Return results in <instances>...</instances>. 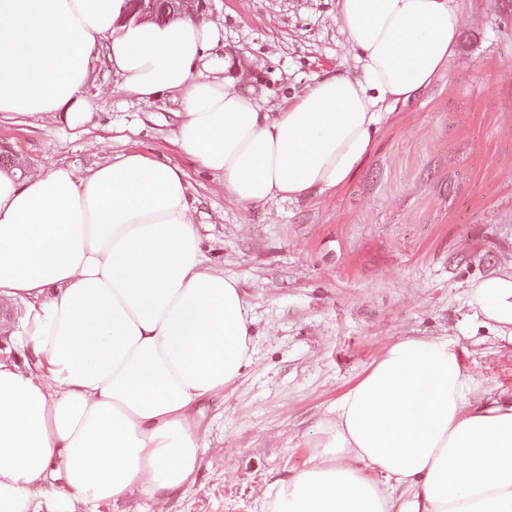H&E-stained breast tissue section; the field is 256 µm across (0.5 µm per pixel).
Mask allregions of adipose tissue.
<instances>
[{
    "instance_id": "obj_1",
    "label": "adipose tissue",
    "mask_w": 512,
    "mask_h": 512,
    "mask_svg": "<svg viewBox=\"0 0 512 512\" xmlns=\"http://www.w3.org/2000/svg\"><path fill=\"white\" fill-rule=\"evenodd\" d=\"M129 5L0 0V116L89 132L85 88L106 58L126 96L178 102L177 143L246 207L340 189L381 104L429 87L462 28L457 0H337L358 74L264 112L225 82L215 23L129 21ZM195 213L185 171L136 148L84 171L0 169V301H21L33 360L0 357V512L162 503L193 481L195 407L252 356L250 304L204 256ZM469 304L512 337V273L473 284ZM474 391L448 344L397 341L337 400L306 466L266 489L264 512H512V405Z\"/></svg>"
}]
</instances>
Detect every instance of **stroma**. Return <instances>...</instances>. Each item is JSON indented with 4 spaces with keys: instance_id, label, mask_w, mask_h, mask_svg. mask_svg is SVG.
Returning <instances> with one entry per match:
<instances>
[{
    "instance_id": "obj_1",
    "label": "stroma",
    "mask_w": 512,
    "mask_h": 512,
    "mask_svg": "<svg viewBox=\"0 0 512 512\" xmlns=\"http://www.w3.org/2000/svg\"><path fill=\"white\" fill-rule=\"evenodd\" d=\"M460 4L446 68L384 110L362 169L332 194L232 202L176 144L171 96L127 97L103 59L86 87L91 133L44 115L0 123V146L28 170H83L131 142L179 165L204 253L251 305L252 361L197 406L198 473L167 512H261L263 490L305 466L341 395L407 336L448 342L482 402H512V339L468 306L469 283L512 268V0ZM200 14L223 29L234 89L263 109L356 70L336 0H203Z\"/></svg>"
}]
</instances>
